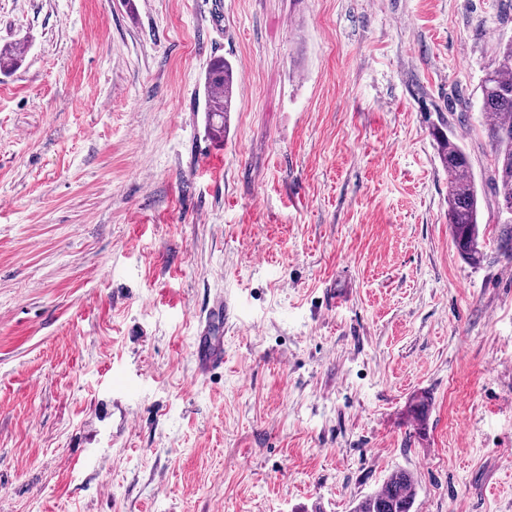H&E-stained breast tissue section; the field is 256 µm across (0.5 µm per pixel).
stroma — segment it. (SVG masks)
I'll return each mask as SVG.
<instances>
[{
	"mask_svg": "<svg viewBox=\"0 0 512 512\" xmlns=\"http://www.w3.org/2000/svg\"><path fill=\"white\" fill-rule=\"evenodd\" d=\"M509 39L512 0H0V512H349L398 468L414 512H512L479 112ZM439 129L482 196L478 266ZM233 86L234 71L231 63L223 57L215 58L205 73L203 109L205 128L214 139L224 138L227 114L235 110ZM440 159L451 175L448 187V221L460 256L473 265L486 258L480 232V200L472 176V166L465 150L447 135L439 136ZM222 307L214 309L207 321V326L212 324V331L204 332L202 336H196L194 344V356L197 367L202 372L220 368L224 365V336L220 320H224Z\"/></svg>",
	"mask_w": 512,
	"mask_h": 512,
	"instance_id": "stroma-1",
	"label": "stroma"
}]
</instances>
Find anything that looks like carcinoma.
<instances>
[{"mask_svg": "<svg viewBox=\"0 0 512 512\" xmlns=\"http://www.w3.org/2000/svg\"><path fill=\"white\" fill-rule=\"evenodd\" d=\"M498 65L486 73L481 85V123L494 150L489 178L497 205L499 255L512 260V213L502 211L512 205V40L499 44ZM234 71L222 57L214 59L205 73V128L214 139L224 138L227 114L235 110ZM440 159L451 175L448 187V221L460 256L473 265L481 264L487 253L480 232V200L465 150L454 140L439 136ZM430 411L428 397H417L410 416L417 429L424 428ZM416 484L413 475L398 469L391 472L378 490L352 501L350 512H413Z\"/></svg>", "mask_w": 512, "mask_h": 512, "instance_id": "cac0c4a2", "label": "carcinoma"}]
</instances>
